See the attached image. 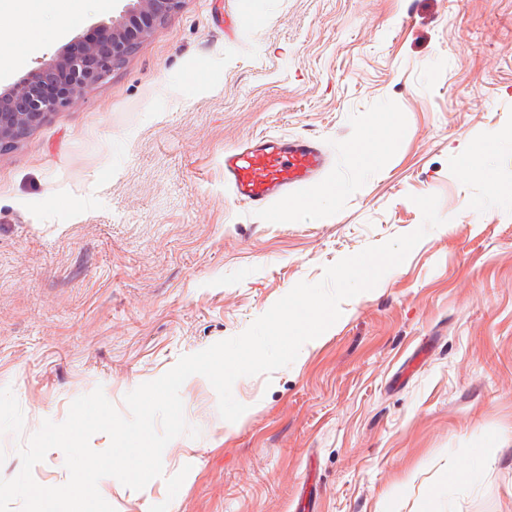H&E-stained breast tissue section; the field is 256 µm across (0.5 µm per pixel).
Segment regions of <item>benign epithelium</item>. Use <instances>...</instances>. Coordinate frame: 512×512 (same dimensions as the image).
I'll return each instance as SVG.
<instances>
[{
  "instance_id": "obj_1",
  "label": "benign epithelium",
  "mask_w": 512,
  "mask_h": 512,
  "mask_svg": "<svg viewBox=\"0 0 512 512\" xmlns=\"http://www.w3.org/2000/svg\"><path fill=\"white\" fill-rule=\"evenodd\" d=\"M118 19L101 25V43L76 39L47 62L0 92V148L23 139L58 108L72 104L82 92L123 64L139 41L178 9L181 0H124Z\"/></svg>"
}]
</instances>
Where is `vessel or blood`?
Instances as JSON below:
<instances>
[{"label": "vessel or blood", "mask_w": 512, "mask_h": 512, "mask_svg": "<svg viewBox=\"0 0 512 512\" xmlns=\"http://www.w3.org/2000/svg\"><path fill=\"white\" fill-rule=\"evenodd\" d=\"M330 162L314 139L265 135L225 152L224 185L236 201L265 211L316 181Z\"/></svg>", "instance_id": "b4317fda"}]
</instances>
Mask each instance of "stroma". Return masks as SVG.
<instances>
[{
    "label": "stroma",
    "mask_w": 512,
    "mask_h": 512,
    "mask_svg": "<svg viewBox=\"0 0 512 512\" xmlns=\"http://www.w3.org/2000/svg\"><path fill=\"white\" fill-rule=\"evenodd\" d=\"M182 0L125 63L0 151V478L42 421L126 393L243 333L298 282L434 228L272 374L234 422L208 380L180 396L197 437L115 512H512V0ZM98 9L0 88L118 18ZM389 149L362 151L375 114ZM504 135L488 184L469 142ZM312 137L322 176L271 213L233 200L224 152ZM336 198L320 203L318 194ZM492 443L494 458L476 448ZM469 464L471 483L449 488Z\"/></svg>",
    "instance_id": "35a3bbf8"
}]
</instances>
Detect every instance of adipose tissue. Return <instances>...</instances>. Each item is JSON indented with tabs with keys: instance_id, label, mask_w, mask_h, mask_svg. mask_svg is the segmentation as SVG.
Segmentation results:
<instances>
[{
	"instance_id": "obj_1",
	"label": "adipose tissue",
	"mask_w": 512,
	"mask_h": 512,
	"mask_svg": "<svg viewBox=\"0 0 512 512\" xmlns=\"http://www.w3.org/2000/svg\"><path fill=\"white\" fill-rule=\"evenodd\" d=\"M81 0H0V72L14 68L21 54L79 23Z\"/></svg>"
}]
</instances>
